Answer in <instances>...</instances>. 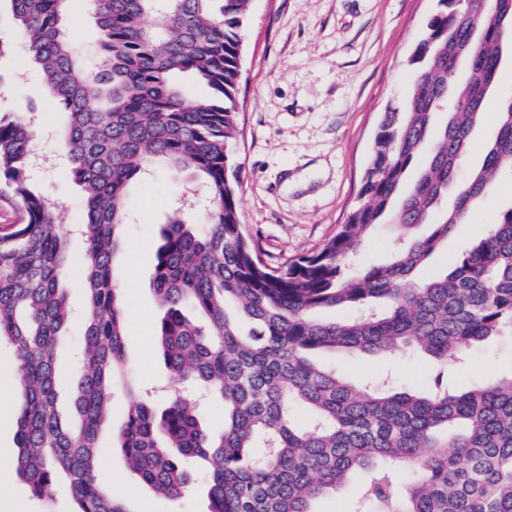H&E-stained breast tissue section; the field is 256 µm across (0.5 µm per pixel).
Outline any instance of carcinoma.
<instances>
[{
	"instance_id": "obj_1",
	"label": "carcinoma",
	"mask_w": 512,
	"mask_h": 512,
	"mask_svg": "<svg viewBox=\"0 0 512 512\" xmlns=\"http://www.w3.org/2000/svg\"><path fill=\"white\" fill-rule=\"evenodd\" d=\"M5 2L68 114L87 243L74 430L59 412L55 373L69 321L68 229L31 173L35 126L0 115V182L21 213L0 229V341L22 376L15 464L32 495L52 498L62 477L75 512H128L98 480L128 324L112 270L128 187L161 164L201 186L206 201L200 229L178 209L162 229L157 348L172 381L206 390L224 423L203 427L178 392L160 412L134 405L115 444L144 485L176 500L191 487L185 464L201 459L212 464L209 512H315L317 499L360 477L367 512H512V375L465 389L445 378L448 362L476 344L512 338V207L442 274L418 277L512 173V98L499 102L480 162L464 169L512 30L466 0H438L409 59L413 84L383 113L349 222L312 254L274 265L242 224L231 153L251 0H89L101 33L94 67L66 37L71 0ZM187 80L209 94L187 100ZM386 222L406 243L387 264L353 263L365 233ZM336 308L352 315L317 317ZM336 351L424 353L436 363L432 387L424 396L386 385L364 392L313 360Z\"/></svg>"
}]
</instances>
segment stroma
Instances as JSON below:
<instances>
[{
    "label": "stroma",
    "mask_w": 512,
    "mask_h": 512,
    "mask_svg": "<svg viewBox=\"0 0 512 512\" xmlns=\"http://www.w3.org/2000/svg\"><path fill=\"white\" fill-rule=\"evenodd\" d=\"M436 0H252L241 56L239 134L232 153L240 168L239 208L249 232L273 263L316 251L347 222L356 204L374 133L390 104L409 89L408 59ZM66 34L88 64L98 61L95 21L86 0H72ZM45 88L23 47L0 60V115L25 119L26 103L40 104ZM49 209L65 211L66 224L79 223L83 195L59 157L38 179ZM131 220L122 227V250L114 265L137 314L126 339L127 368L113 380L112 419L101 431L102 455L128 512H208V463L198 462L191 490L175 501L155 497L127 467L112 436L143 392L162 391L168 372L156 355L154 335L162 315L153 297V257L159 231L173 207L195 221L194 199L184 178L161 166L133 182L128 191ZM512 206V176L496 181L492 195L457 226L425 268L445 271L449 259L479 241L497 211ZM82 238L72 237L67 282L72 321L57 359L58 397L70 410L79 379L84 291L78 273L85 258ZM326 367L359 383L393 374L398 389L427 392L431 372L424 359L382 354L327 355ZM468 369L457 386L512 374V339L494 338L471 349ZM0 483L11 496L0 512H70L71 499L59 489L50 500L32 497L17 473L14 415L21 405L20 375L9 345H0Z\"/></svg>",
    "instance_id": "stroma-1"
}]
</instances>
